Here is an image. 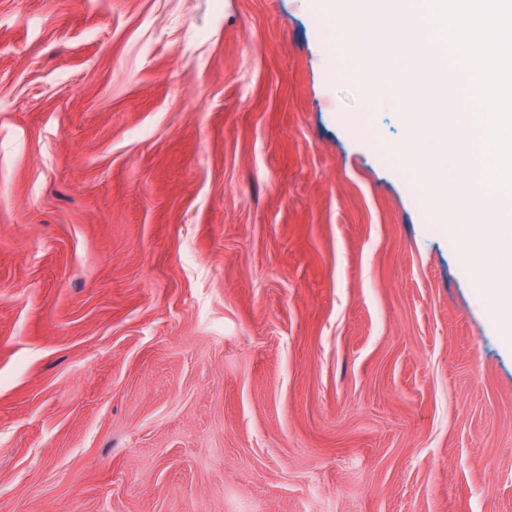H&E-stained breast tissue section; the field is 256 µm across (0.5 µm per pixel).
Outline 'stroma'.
<instances>
[{"label":"stroma","mask_w":512,"mask_h":512,"mask_svg":"<svg viewBox=\"0 0 512 512\" xmlns=\"http://www.w3.org/2000/svg\"><path fill=\"white\" fill-rule=\"evenodd\" d=\"M329 33L0 0V512H512V349Z\"/></svg>","instance_id":"stroma-1"}]
</instances>
